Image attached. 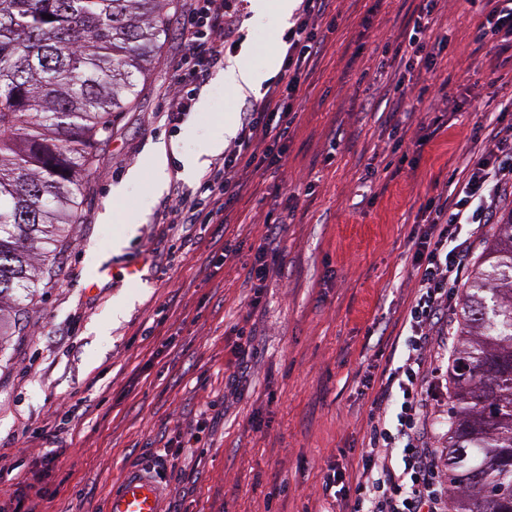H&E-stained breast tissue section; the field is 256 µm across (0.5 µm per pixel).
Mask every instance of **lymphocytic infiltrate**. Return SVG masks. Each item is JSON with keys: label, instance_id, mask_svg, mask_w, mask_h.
Masks as SVG:
<instances>
[{"label": "lymphocytic infiltrate", "instance_id": "lymphocytic-infiltrate-1", "mask_svg": "<svg viewBox=\"0 0 512 512\" xmlns=\"http://www.w3.org/2000/svg\"><path fill=\"white\" fill-rule=\"evenodd\" d=\"M332 2L299 0L292 25L282 36L286 52L281 71L260 96L247 98L233 147L216 159L196 188L174 183L173 200L160 208L158 221L180 250L192 249L197 225L223 215L244 173L280 167L299 92L322 51L320 33L338 24ZM438 2L425 0L411 29L385 43L386 52L399 57L410 74L436 71L438 57L448 47L447 34L435 28ZM466 2L481 15L483 36L512 42V0ZM242 23L240 0H194L182 29L186 53L161 119L173 122L191 110L209 76L223 67L226 53L238 44ZM447 96L446 86L401 77L382 101L364 102L363 108L384 112L387 138L397 150L422 105ZM474 130L480 135L479 147L466 160L464 177L449 178L444 192L429 199L414 237V298L404 321L409 336L371 402L366 447L323 477V494L338 490L351 512H449L448 482L438 456L425 442L431 410L426 377L440 371L428 362L427 350L448 321L454 286L471 257L475 237L485 225L497 223L512 193V121L481 112Z\"/></svg>", "mask_w": 512, "mask_h": 512}]
</instances>
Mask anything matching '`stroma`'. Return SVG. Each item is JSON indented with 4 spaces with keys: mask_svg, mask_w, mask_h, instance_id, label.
I'll return each mask as SVG.
<instances>
[{
    "mask_svg": "<svg viewBox=\"0 0 512 512\" xmlns=\"http://www.w3.org/2000/svg\"><path fill=\"white\" fill-rule=\"evenodd\" d=\"M421 0H336L322 61L298 101L281 174L249 173L223 224L175 250L155 217L171 196L146 160L164 148L184 174L243 101L216 70L178 126L156 123L177 80L188 0H167L168 31L131 103L100 136L78 199L77 222L49 253L36 287L13 296L16 320L0 350V512L22 496L54 512H107L133 471L157 482L163 512H341L323 476L358 455L368 412L412 300L408 242L417 214L472 145L475 111L512 101V46L493 47L472 13L441 0L437 26L450 44L433 76L447 82V131L422 139L395 174L374 147L379 113L360 111L395 75L377 69L384 39L402 31ZM234 61L263 69L281 53L285 22L244 0ZM293 196L276 270L260 293L247 266L267 233L268 211ZM121 252H114L117 239ZM227 247L231 256L215 265ZM100 259L95 276L91 259ZM139 265V280L126 270ZM427 442L448 431V377H429ZM89 407L64 425L69 403ZM190 454L161 471L149 453L161 433Z\"/></svg>",
    "mask_w": 512,
    "mask_h": 512,
    "instance_id": "stroma-1",
    "label": "stroma"
}]
</instances>
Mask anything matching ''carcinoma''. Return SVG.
<instances>
[{
    "label": "carcinoma",
    "mask_w": 512,
    "mask_h": 512,
    "mask_svg": "<svg viewBox=\"0 0 512 512\" xmlns=\"http://www.w3.org/2000/svg\"><path fill=\"white\" fill-rule=\"evenodd\" d=\"M165 0H0V336L38 250L76 222L97 136L166 29ZM53 19L47 20L45 16ZM445 471L453 512H512V216L460 301Z\"/></svg>",
    "instance_id": "1"
}]
</instances>
